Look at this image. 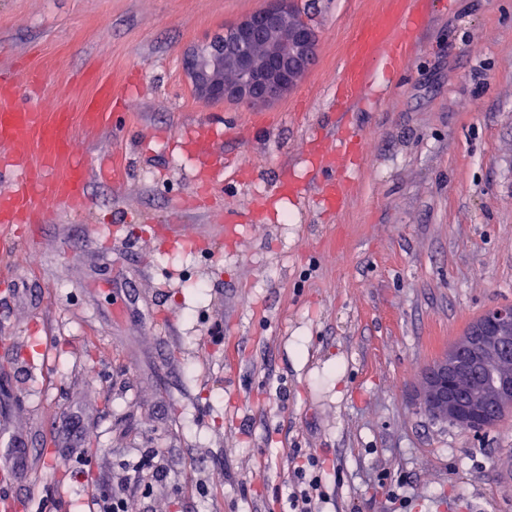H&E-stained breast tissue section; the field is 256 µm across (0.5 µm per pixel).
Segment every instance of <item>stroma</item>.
Segmentation results:
<instances>
[{
	"mask_svg": "<svg viewBox=\"0 0 512 512\" xmlns=\"http://www.w3.org/2000/svg\"><path fill=\"white\" fill-rule=\"evenodd\" d=\"M378 2L302 0L317 61L248 109L197 99L181 56L265 0H0V76L77 85L57 103L74 115L100 83L138 88L98 131L66 130L86 164L122 156L123 187L89 179L85 212L0 252L12 512H87L146 448L165 475L141 512H289L310 457L320 512H512V418L477 433L419 405L426 369L512 305V0H425L404 71L378 67L339 111L344 56ZM201 121L252 181L184 212L189 164L167 140ZM342 122L365 135L343 210L280 194L282 172L314 180L311 139ZM228 214L233 244L217 230ZM154 224L208 248L160 249Z\"/></svg>",
	"mask_w": 512,
	"mask_h": 512,
	"instance_id": "stroma-1",
	"label": "stroma"
}]
</instances>
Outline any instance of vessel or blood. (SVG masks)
I'll use <instances>...</instances> for the list:
<instances>
[{"mask_svg": "<svg viewBox=\"0 0 512 512\" xmlns=\"http://www.w3.org/2000/svg\"><path fill=\"white\" fill-rule=\"evenodd\" d=\"M420 26L418 0H381L378 21L359 28L346 54L343 84L355 96L379 64L402 72L409 44ZM39 74L24 82L0 79V229L13 230L41 223L58 210L79 211L86 207L90 171L73 149L64 130L70 119L65 113L46 112L39 95L24 96L23 88L41 83ZM134 85L120 88L104 83L97 96L87 100L79 114L88 130L103 125V102L131 97ZM218 131L198 123L175 137L174 143L191 161L199 204L213 201L212 189L224 181V157L215 147ZM361 134L338 129L335 136L319 137L313 152L318 172L314 192L330 212L342 209L351 182L349 154H362Z\"/></svg>", "mask_w": 512, "mask_h": 512, "instance_id": "obj_1", "label": "vessel or blood"}]
</instances>
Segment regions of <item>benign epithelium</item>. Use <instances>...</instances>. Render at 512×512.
Returning <instances> with one entry per match:
<instances>
[{
    "label": "benign epithelium",
    "mask_w": 512,
    "mask_h": 512,
    "mask_svg": "<svg viewBox=\"0 0 512 512\" xmlns=\"http://www.w3.org/2000/svg\"><path fill=\"white\" fill-rule=\"evenodd\" d=\"M298 0H266L224 28L204 49L183 55L192 92L204 102L272 105L312 69L316 31L298 24ZM419 404L432 418L482 429L512 408V306L482 314L468 334L420 379Z\"/></svg>",
    "instance_id": "obj_1"
}]
</instances>
